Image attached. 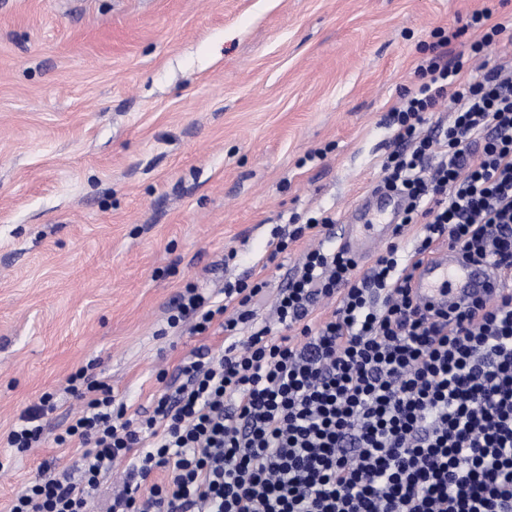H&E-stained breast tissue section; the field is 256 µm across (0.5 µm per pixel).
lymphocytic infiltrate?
<instances>
[{
  "label": "lymphocytic infiltrate",
  "instance_id": "lymphocytic-infiltrate-1",
  "mask_svg": "<svg viewBox=\"0 0 512 512\" xmlns=\"http://www.w3.org/2000/svg\"><path fill=\"white\" fill-rule=\"evenodd\" d=\"M489 16L470 18L481 35L469 56L448 55L441 38L389 114L396 148L379 186L406 207L372 266L319 242L278 289L269 325L254 318L267 279L186 284L168 328L202 335L220 323L223 350L192 351L181 384L137 418L105 380L71 373L80 406L54 441L82 445L80 475L43 470L10 512H88L119 461L107 512H512V62H490L502 28ZM289 222L270 259L334 224L325 213ZM439 242L491 268L503 283L494 298L418 301L415 259ZM322 301L335 308L320 321ZM56 408L43 393L8 447L39 443Z\"/></svg>",
  "mask_w": 512,
  "mask_h": 512
}]
</instances>
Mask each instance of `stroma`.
Instances as JSON below:
<instances>
[{
  "label": "stroma",
  "instance_id": "stroma-1",
  "mask_svg": "<svg viewBox=\"0 0 512 512\" xmlns=\"http://www.w3.org/2000/svg\"><path fill=\"white\" fill-rule=\"evenodd\" d=\"M483 9L492 60L512 56V0H0V512L77 465L54 442L72 372L96 362L141 413L191 351L223 349L219 326L167 330L173 299L284 285L310 242L268 268L273 232L345 220L435 30ZM47 391L41 442L5 447Z\"/></svg>",
  "mask_w": 512,
  "mask_h": 512
}]
</instances>
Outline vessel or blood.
<instances>
[{
    "mask_svg": "<svg viewBox=\"0 0 512 512\" xmlns=\"http://www.w3.org/2000/svg\"><path fill=\"white\" fill-rule=\"evenodd\" d=\"M401 209L400 198L392 195L372 193L363 197L341 228L340 248L358 259H369L392 237ZM413 288L422 302L445 306L492 298L497 282L486 266L463 261L444 247L424 261Z\"/></svg>",
    "mask_w": 512,
    "mask_h": 512,
    "instance_id": "b4317fda",
    "label": "vessel or blood"
}]
</instances>
